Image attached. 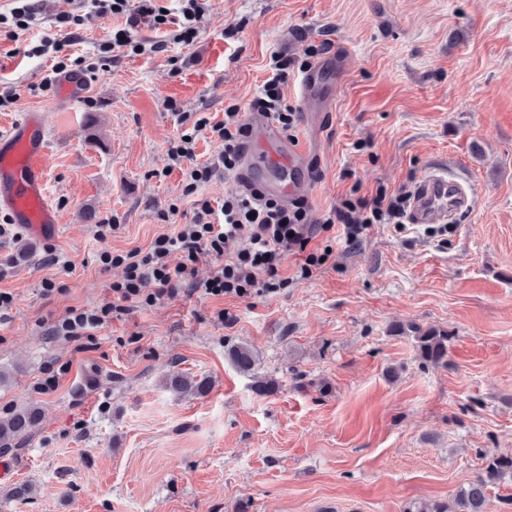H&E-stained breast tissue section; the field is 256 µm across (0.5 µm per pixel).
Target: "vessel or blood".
I'll return each instance as SVG.
<instances>
[{"label":"vessel or blood","instance_id":"vessel-or-blood-1","mask_svg":"<svg viewBox=\"0 0 512 512\" xmlns=\"http://www.w3.org/2000/svg\"><path fill=\"white\" fill-rule=\"evenodd\" d=\"M344 57L336 52L317 59L304 71L300 96L306 102H322L329 87L324 77L343 72ZM90 83L77 71L58 73L55 104L69 109L80 103ZM48 129L41 112L28 111L7 133H0V212L34 239H53L59 234L58 214L49 201ZM239 185L265 198L287 202L309 188V149L285 138L265 113H254L241 151ZM474 194L464 176L450 165L431 167L411 193L410 224H444L457 211L470 208Z\"/></svg>","mask_w":512,"mask_h":512}]
</instances>
